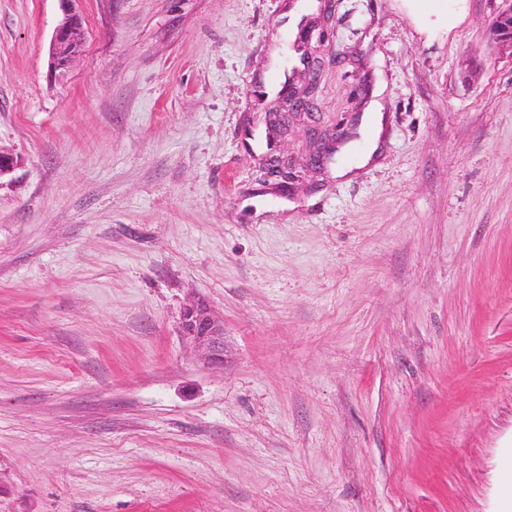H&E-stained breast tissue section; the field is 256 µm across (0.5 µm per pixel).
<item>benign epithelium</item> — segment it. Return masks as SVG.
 I'll return each mask as SVG.
<instances>
[{
    "mask_svg": "<svg viewBox=\"0 0 512 512\" xmlns=\"http://www.w3.org/2000/svg\"><path fill=\"white\" fill-rule=\"evenodd\" d=\"M61 18L57 24L50 49V65L56 71H64L74 57L80 54L82 42V16L79 3L82 0H58ZM502 7L495 15L487 31V40L493 47L507 46L512 49V0H502ZM317 58H309L308 81L302 87L284 96L268 113L277 121V130L288 131L289 118L309 116L316 88ZM340 134V128L332 130L311 129L312 150L308 162L320 166L324 155ZM181 333L186 342L211 366L224 365V321L219 319L208 303L200 298L189 301L180 314Z\"/></svg>",
    "mask_w": 512,
    "mask_h": 512,
    "instance_id": "obj_1",
    "label": "benign epithelium"
}]
</instances>
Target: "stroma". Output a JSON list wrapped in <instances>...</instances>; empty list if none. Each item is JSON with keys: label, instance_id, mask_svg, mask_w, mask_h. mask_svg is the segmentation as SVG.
<instances>
[{"label": "stroma", "instance_id": "35a3bbf8", "mask_svg": "<svg viewBox=\"0 0 512 512\" xmlns=\"http://www.w3.org/2000/svg\"><path fill=\"white\" fill-rule=\"evenodd\" d=\"M321 126L263 166L318 0H0V512H512V54L496 0H332ZM224 320V364L180 332ZM61 18L57 24L50 49V65L54 71H65L74 57L80 54L82 42V0H58ZM502 7L487 31V40L493 47L507 46L512 52V1L502 0ZM382 107L376 103L374 107L364 115L360 124V133L365 141L362 152L354 156V166L366 165L378 153L380 149V136L384 125ZM340 130L338 127L332 130L311 129L312 150L309 153V164L315 168L320 166L330 145L340 134ZM181 333L186 342L211 366L224 364V321L200 298L189 301L180 314Z\"/></svg>", "mask_w": 512, "mask_h": 512}]
</instances>
